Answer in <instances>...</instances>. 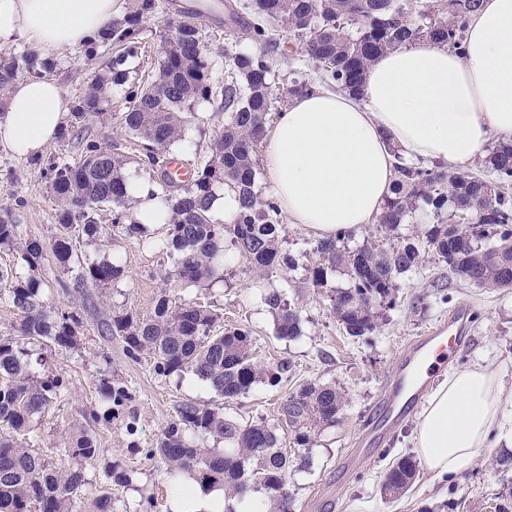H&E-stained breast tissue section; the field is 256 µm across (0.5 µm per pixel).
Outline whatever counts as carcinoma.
Here are the masks:
<instances>
[{"mask_svg":"<svg viewBox=\"0 0 512 512\" xmlns=\"http://www.w3.org/2000/svg\"><path fill=\"white\" fill-rule=\"evenodd\" d=\"M482 0H249L246 15L232 9L231 36H244L263 46L257 54L229 59L224 84L211 82L206 57L212 48L203 39L196 16L188 15L169 28L173 42L164 44L158 68L146 83L130 81L120 69L138 54L144 24L155 18L158 0H133L129 11L84 49L94 66L91 82L74 101L58 141L77 139L78 153L69 162L50 155L31 159L56 203L58 232L50 241L22 239L12 207H0V248L18 253L27 268L0 266V290L19 311L20 321L0 333V512H74L83 481L73 464L92 466L100 449L83 430L74 431L59 453L60 466L52 467L33 448L39 445L34 420L52 403L65 397L71 381L43 370L32 374L33 344L67 351L79 347L83 321L73 309L57 308L44 298V282L36 272L46 253H52L63 271L71 274L57 284L67 297H83L92 285L106 288L124 275L114 260L83 263L73 239L99 240L117 228L125 238L148 245L146 227L129 221L136 200L127 193L124 160L84 134L86 121L103 111L110 85H127L125 127L142 143L140 164L154 170L164 165L169 147L182 137V111L199 100L221 99L224 126L211 139V153L196 172L187 194L182 186L164 180L165 202L171 216L163 248L173 261L168 279L198 288L224 278V239L261 273L278 266L293 268L296 260L278 248L277 202L255 189L254 146L264 138L266 117L282 93L276 86L272 56L281 48H297L317 71V79L288 78V97L308 95L326 86L360 93L368 67L380 55L415 41H430L463 51L472 15ZM56 64L32 50L21 56H0V113L11 84L25 77H45ZM396 179L384 201L378 226L381 238L350 247L352 235L322 239L314 251L319 262L305 268L313 286H324L328 274L347 276V285L333 290L331 309L352 337L374 330L379 311L393 304L397 276L418 267L427 253L448 266L456 277L475 288H512V142L489 146L484 165L489 175L477 177L459 169L406 160L399 150ZM226 185L239 196L241 209L230 224L213 222L208 201ZM111 208V227L101 224L98 212ZM433 215L424 225V247L407 242L387 244V235L418 210ZM488 240L477 250L468 246L474 230ZM274 317L277 336L294 339L301 334L299 311L275 289L263 296ZM111 336L122 338L128 357L146 353L158 375L190 371L209 382L221 402L178 405L176 416L164 426L145 457L159 460L164 474H189L203 489L224 490L227 501L252 490L268 493L270 512H291L288 493V455L280 450L277 429L263 422L241 424L224 416L223 403L239 399L264 381L276 385L292 364L261 366L254 354L251 330L224 326L223 313L210 305L185 300L162 291L153 313L144 318L130 310L115 311L106 323ZM103 413L94 420L128 415L126 432L137 433L130 415L135 396L118 380L104 379ZM343 396L331 385L306 383L288 396L282 412L297 440H309L308 430L337 422ZM212 439L224 444L210 448L196 443ZM413 455L397 457L381 484L384 497L407 491L416 479ZM92 512H114L112 491L101 490L92 500Z\"/></svg>","mask_w":512,"mask_h":512,"instance_id":"cac0c4a2","label":"carcinoma"}]
</instances>
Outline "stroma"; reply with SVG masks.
<instances>
[{
  "label": "stroma",
  "instance_id": "35a3bbf8",
  "mask_svg": "<svg viewBox=\"0 0 512 512\" xmlns=\"http://www.w3.org/2000/svg\"><path fill=\"white\" fill-rule=\"evenodd\" d=\"M180 3L200 12V21L211 36L207 64L214 83H223L230 56L259 52V45L250 40L225 36L222 0ZM179 19V14L171 11L148 23L141 54L124 64L130 78L143 80L151 74L168 25ZM52 59L58 65L54 77L67 99L82 95L91 77L83 49L65 47L56 51ZM125 110L123 86H112L103 116L91 118L88 128L129 157L127 178H146L160 184V174L148 173L137 163L141 146L123 123ZM186 120L184 136L171 146L170 152L195 170L207 160L212 135L224 124V112L218 102L200 101L193 105ZM19 198L25 201L18 210L22 237L46 241L54 236L55 203L37 170L28 158L0 148V206L12 205ZM317 240L315 231L282 222L278 246L296 259V268L282 266L259 276L228 244L224 247L223 280L207 288H176L178 296L211 302L223 309L225 324L248 327L261 364L269 367L282 360L293 364L279 385L257 384L244 397L226 404L225 416L242 423L264 421L278 425L280 446L294 463L288 474L293 512H421L424 506L446 503L452 504V512H490L496 493L512 488V466L498 464L500 458L512 456V449L498 439H491L486 448L480 449L473 465L460 474L438 478L421 470L411 488L395 500L384 499L380 485L395 458L414 453L417 414H410L393 426L385 439L365 449L353 466H345L344 461L355 446L363 419L381 401L387 379L405 345L447 318L460 303L470 304L475 333L468 350L456 359V366L480 364L499 372L506 395H512V288L471 287L429 255L417 269L397 278V302L383 310L377 329L352 337L337 321L329 300L333 289L345 286V276L331 274L321 288L313 287L306 279V267L317 260ZM75 245L94 259H120L126 275L114 286L90 288L92 303L86 306L55 290V282L64 274L54 257H47L39 269L40 278L48 286L45 297L50 305L81 310L84 321L79 350H44L53 371L67 376L72 385L69 395L53 403L37 420L39 452L49 463H56L58 450L71 429H86L95 437L101 455L95 467L86 471L89 485L86 494L75 503L76 512H88L90 495L103 485V470L113 461L123 463L129 477L127 483L112 488L120 512H172L178 489L164 477L162 464L145 458L143 451L152 446L161 428L174 418L179 403L211 404L216 400L215 393L206 381L189 372L157 375L151 356L129 359L121 338L101 333V326L112 311L126 308L144 317L152 313L166 287L164 274L171 260L158 248L121 238L105 243L79 239ZM266 288L278 289L299 311L302 334L297 339L276 336L273 316L262 298ZM106 376L127 383L135 394L138 448L129 446L132 438L126 432L124 418L109 423H97L91 418L92 410L103 406L98 383ZM311 382L335 385L347 403L336 425L312 430L308 442L300 445L285 423L281 406L289 394Z\"/></svg>",
  "mask_w": 512,
  "mask_h": 512
}]
</instances>
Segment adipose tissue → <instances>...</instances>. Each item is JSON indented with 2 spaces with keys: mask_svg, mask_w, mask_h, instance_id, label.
<instances>
[{
  "mask_svg": "<svg viewBox=\"0 0 512 512\" xmlns=\"http://www.w3.org/2000/svg\"><path fill=\"white\" fill-rule=\"evenodd\" d=\"M117 0H0V37L51 55L110 27ZM458 54L428 41L377 59L359 95L332 90L293 99L267 132L265 167L291 223L332 239L373 224L394 179L393 148L411 160L463 168L491 139L512 140V0H483ZM69 101L55 79L16 81L0 113V146L41 154L65 125ZM135 222L166 223L152 186L130 181ZM502 378L485 366L449 370L417 427L421 462L436 475L467 470L491 434L505 429Z\"/></svg>",
  "mask_w": 512,
  "mask_h": 512,
  "instance_id": "obj_1",
  "label": "adipose tissue"
}]
</instances>
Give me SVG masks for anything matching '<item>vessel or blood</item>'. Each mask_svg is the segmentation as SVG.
Returning a JSON list of instances; mask_svg holds the SVG:
<instances>
[{
    "label": "vessel or blood",
    "mask_w": 512,
    "mask_h": 512,
    "mask_svg": "<svg viewBox=\"0 0 512 512\" xmlns=\"http://www.w3.org/2000/svg\"><path fill=\"white\" fill-rule=\"evenodd\" d=\"M470 306L458 307L448 319L427 328L405 347L403 355L388 381V390L378 409L390 420H400L408 409L417 407L429 376L461 354L473 333Z\"/></svg>",
    "instance_id": "1"
}]
</instances>
